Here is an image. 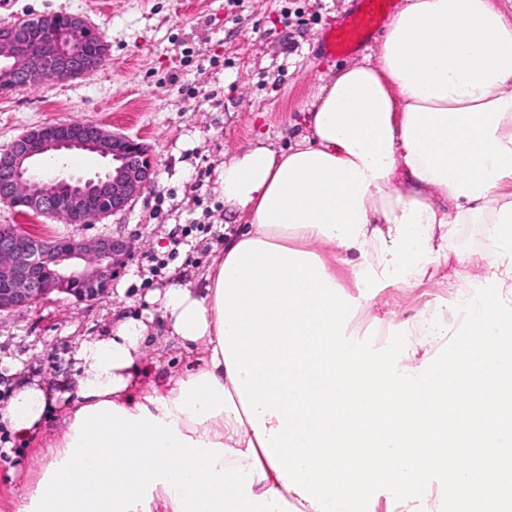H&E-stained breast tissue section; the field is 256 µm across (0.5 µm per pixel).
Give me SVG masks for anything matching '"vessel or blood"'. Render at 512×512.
<instances>
[{"label": "vessel or blood", "mask_w": 512, "mask_h": 512, "mask_svg": "<svg viewBox=\"0 0 512 512\" xmlns=\"http://www.w3.org/2000/svg\"><path fill=\"white\" fill-rule=\"evenodd\" d=\"M392 5L393 0H352L349 13L322 35L320 51L323 58L332 60L350 56L366 47L380 19L391 11ZM492 371V364L486 361L475 362L470 371L474 389L488 398L495 395L489 382Z\"/></svg>", "instance_id": "obj_1"}]
</instances>
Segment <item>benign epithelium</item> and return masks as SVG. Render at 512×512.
I'll return each mask as SVG.
<instances>
[{
	"label": "benign epithelium",
	"mask_w": 512,
	"mask_h": 512,
	"mask_svg": "<svg viewBox=\"0 0 512 512\" xmlns=\"http://www.w3.org/2000/svg\"><path fill=\"white\" fill-rule=\"evenodd\" d=\"M47 33L29 42L13 24L0 25V82L42 84L74 80L96 71L110 54L97 36L94 51L74 36L89 29L86 20L69 16V29L46 21ZM88 151L107 161L109 170L82 179L59 171L44 179L35 171L39 160L54 153ZM0 169L9 180L0 186V201L36 215L60 216L72 224L96 220L95 201L113 215L124 212L154 179V162L147 146L99 124L69 122L37 126L0 154ZM131 245L123 236L95 238L39 237L12 224L0 225V312L24 309L65 293L79 302L95 301L109 293L113 276L129 261Z\"/></svg>",
	"instance_id": "obj_1"
}]
</instances>
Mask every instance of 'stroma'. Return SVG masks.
<instances>
[{
	"instance_id": "1",
	"label": "stroma",
	"mask_w": 512,
	"mask_h": 512,
	"mask_svg": "<svg viewBox=\"0 0 512 512\" xmlns=\"http://www.w3.org/2000/svg\"><path fill=\"white\" fill-rule=\"evenodd\" d=\"M0 24L46 14L82 16L110 46L93 74L50 80L0 94V151L27 130L62 122H94L145 144L155 178L122 214L91 224L32 216L0 202V224H16L56 238L124 235L135 254L113 278L106 297L78 302L65 294L0 313V402L21 376L53 384L75 371L80 344L109 330L118 317L149 309V297L175 278L199 281L224 247V210L219 175L225 158L257 141L288 147L305 128L307 111L323 79L341 67L377 59L380 36L352 57L322 61L319 36L348 13L352 0H10ZM483 228L462 225L448 246V263L431 267L407 288L358 287L352 267L336 265V281L355 301L352 340L378 354L396 350L395 368L423 371L448 363L462 327L460 303L472 286L491 275ZM464 254L466 262L455 259ZM447 324L444 336H418L429 314ZM385 340H378V333ZM410 348L399 351L401 334ZM143 363L167 375L190 365V355L155 318ZM54 429L26 445L8 444L0 433V512L14 505L32 480ZM453 488L432 475L419 505L376 492L356 512H452Z\"/></svg>"
}]
</instances>
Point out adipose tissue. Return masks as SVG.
I'll return each mask as SVG.
<instances>
[{"label":"adipose tissue","mask_w":512,"mask_h":512,"mask_svg":"<svg viewBox=\"0 0 512 512\" xmlns=\"http://www.w3.org/2000/svg\"><path fill=\"white\" fill-rule=\"evenodd\" d=\"M288 148L225 159L224 207L239 226L201 285L155 291L158 313L84 340L78 371L27 377L0 404V431L29 443L70 399L16 512H347L370 492L422 500L431 473L457 512H512V488L481 475L512 460V21L491 0H404L376 62L340 70ZM480 224L492 285L450 364L393 374L343 338L352 304L331 266L353 254L364 288L415 285ZM196 366L140 394L155 315ZM494 363L495 416L466 404L475 361ZM299 391L289 394V382ZM468 469L443 462L449 435ZM344 454H333L336 443Z\"/></svg>","instance_id":"obj_1"}]
</instances>
